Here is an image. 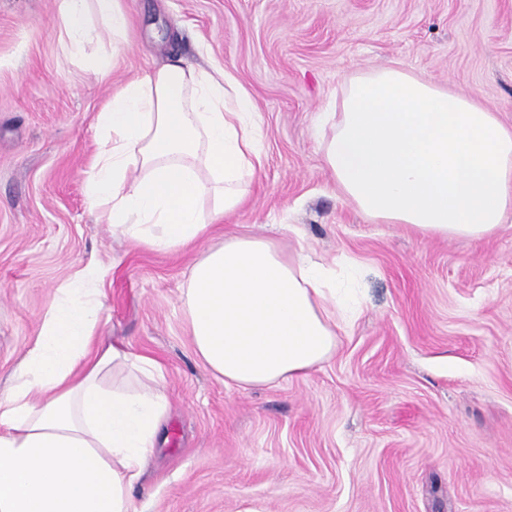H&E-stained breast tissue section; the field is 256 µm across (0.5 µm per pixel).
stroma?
Returning <instances> with one entry per match:
<instances>
[{
	"mask_svg": "<svg viewBox=\"0 0 512 512\" xmlns=\"http://www.w3.org/2000/svg\"><path fill=\"white\" fill-rule=\"evenodd\" d=\"M109 76L61 47L59 0H0V388L56 288L108 268L99 334L157 360L166 444L138 512H512V228L480 241L375 223L327 169L320 113L395 66L512 128V0H123ZM218 62L260 116L263 165L225 236L354 264L359 313L334 355L277 385L227 387L181 304L195 253L96 223V115L164 61Z\"/></svg>",
	"mask_w": 512,
	"mask_h": 512,
	"instance_id": "obj_1",
	"label": "stroma"
}]
</instances>
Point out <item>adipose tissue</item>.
<instances>
[{
  "label": "adipose tissue",
  "mask_w": 512,
  "mask_h": 512,
  "mask_svg": "<svg viewBox=\"0 0 512 512\" xmlns=\"http://www.w3.org/2000/svg\"><path fill=\"white\" fill-rule=\"evenodd\" d=\"M60 10L68 53L108 74L113 54L86 47L98 20L125 43L121 0H61ZM322 120L325 163L370 220L470 240L512 225V129L471 98L382 68L350 80L341 113ZM96 127L90 208L113 235L161 253L206 239L262 164L251 97L218 68L166 63L129 80ZM105 276L87 265L59 289L0 390V512H137L132 491L165 441L169 399L155 359L98 336ZM352 287L305 251L229 236L199 251L183 291L194 352L228 386L296 377L335 352Z\"/></svg>",
  "instance_id": "ef3b65f1"
}]
</instances>
